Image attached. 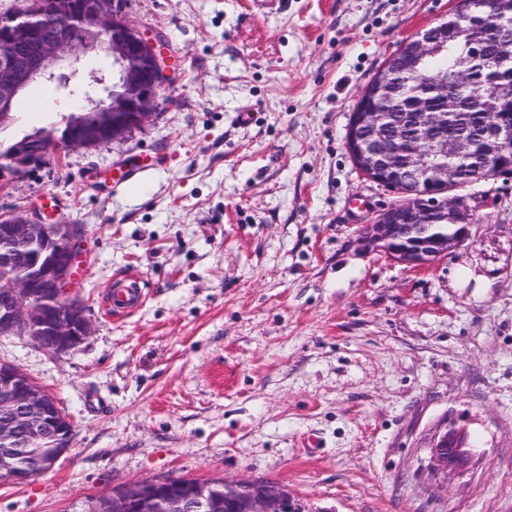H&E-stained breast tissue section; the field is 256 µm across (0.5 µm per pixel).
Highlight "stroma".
<instances>
[{
  "label": "stroma",
  "mask_w": 512,
  "mask_h": 512,
  "mask_svg": "<svg viewBox=\"0 0 512 512\" xmlns=\"http://www.w3.org/2000/svg\"><path fill=\"white\" fill-rule=\"evenodd\" d=\"M453 6L122 0L172 62L155 114L0 174V214L48 205L84 226L73 295L92 325L59 359L0 335V361L73 425L52 470L0 483V512H89L128 482L224 477L286 485L306 512H512V179L470 188V239L415 269L359 246L398 195L345 148L361 88ZM65 117L17 110L0 144ZM127 275L145 299L106 314ZM445 429L467 432L470 456L436 478Z\"/></svg>",
  "instance_id": "stroma-1"
}]
</instances>
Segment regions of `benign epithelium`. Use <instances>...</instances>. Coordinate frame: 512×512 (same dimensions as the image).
<instances>
[{"mask_svg":"<svg viewBox=\"0 0 512 512\" xmlns=\"http://www.w3.org/2000/svg\"><path fill=\"white\" fill-rule=\"evenodd\" d=\"M489 16L475 19L484 7L459 0L449 21L424 30L400 45L361 89L350 115L345 147L354 167L368 180L402 194V200L362 225L358 241L367 251L384 253L396 263L425 267L452 252L471 236L474 224L465 193L472 184L512 178V78L498 81L491 93L476 77L483 57L474 52L471 66L457 70V89L475 103L472 139L461 131L453 109L456 95L446 83L420 82L408 114L420 133L400 145L389 136L397 125L391 92L400 78L424 75L423 63L448 44L471 39L481 45L509 41L512 0H491ZM53 20L32 10L0 22V126L16 119L22 93L34 82L68 88L82 77L85 56L101 50L117 66L107 99L70 116L77 133L65 148L96 149L143 127L158 107L168 57L160 38L130 23L112 0H50ZM1 156L20 169L30 156L46 153V142L22 144ZM82 230L37 213L0 215V334L28 337L51 357L60 358L91 334L81 303L71 297L80 259ZM72 425L52 394L16 366L0 363V470L10 481L31 479L17 465L31 449L55 447L41 462L50 471L67 450ZM465 437L444 432L431 444L436 473L463 464ZM222 488L224 512H302L283 484L238 480H141L112 489L114 512H199L213 508L212 486Z\"/></svg>","mask_w":512,"mask_h":512,"instance_id":"benign-epithelium-1","label":"benign epithelium"}]
</instances>
